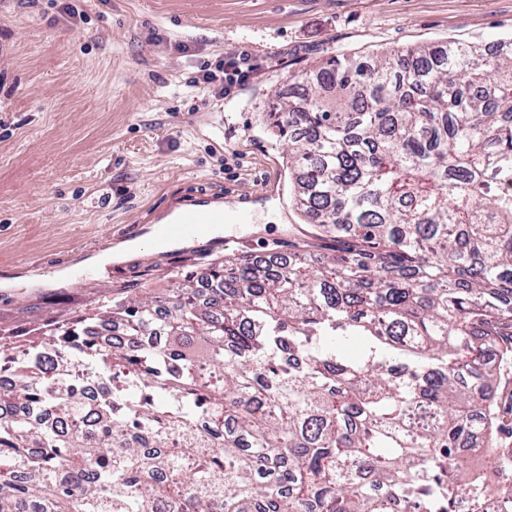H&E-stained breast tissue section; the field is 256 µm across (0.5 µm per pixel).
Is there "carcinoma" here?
<instances>
[{
  "label": "carcinoma",
  "mask_w": 512,
  "mask_h": 512,
  "mask_svg": "<svg viewBox=\"0 0 512 512\" xmlns=\"http://www.w3.org/2000/svg\"><path fill=\"white\" fill-rule=\"evenodd\" d=\"M302 81L270 116L329 254L234 255L204 297L188 273L0 334V405L43 411L0 417V512H512L489 394L512 365V39Z\"/></svg>",
  "instance_id": "1"
}]
</instances>
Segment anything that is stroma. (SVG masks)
<instances>
[{"label": "stroma", "mask_w": 512, "mask_h": 512, "mask_svg": "<svg viewBox=\"0 0 512 512\" xmlns=\"http://www.w3.org/2000/svg\"><path fill=\"white\" fill-rule=\"evenodd\" d=\"M0 0V330L168 288L229 254L311 239L284 145L261 122L339 55L512 38V0ZM260 70L233 99L186 84L230 52ZM251 202L241 240L146 241L177 209ZM131 250L102 262L124 242Z\"/></svg>", "instance_id": "1"}]
</instances>
